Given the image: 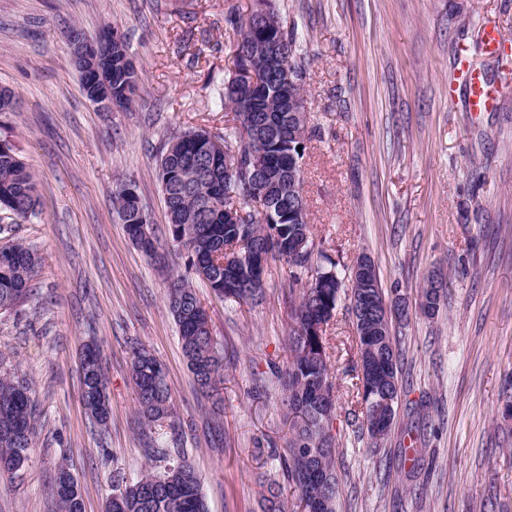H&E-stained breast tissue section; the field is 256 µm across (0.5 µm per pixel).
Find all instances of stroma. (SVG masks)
Instances as JSON below:
<instances>
[{
    "label": "stroma",
    "mask_w": 512,
    "mask_h": 512,
    "mask_svg": "<svg viewBox=\"0 0 512 512\" xmlns=\"http://www.w3.org/2000/svg\"><path fill=\"white\" fill-rule=\"evenodd\" d=\"M253 0H0V87L18 99L0 117L37 180L36 218L0 219V245L40 258L30 296L0 310V364L29 379L39 414L29 459L0 474V512H57L60 464L103 512L114 475L135 482L156 445L183 450L202 476L208 512H260V476L281 477L287 408L275 376L292 327L289 268L270 262L255 304L212 297L166 230L158 157L188 127L224 131L213 78L227 76L228 11ZM303 37L311 137L303 191L325 254L368 256L386 299L404 297L394 324L405 389L396 425L373 447L348 396L355 329L341 299L327 334L341 357L337 512H512V78L482 31L512 42V0H275ZM125 36L140 76L135 104L100 110L83 94L68 30ZM492 84L499 107L473 113L449 95L458 50ZM134 184L158 243L129 239L112 193ZM193 284L224 348V383L202 396L182 357L165 295ZM434 316L419 311L430 281ZM96 341L111 415L81 402L79 354ZM162 361L174 416L137 423L135 347Z\"/></svg>",
    "instance_id": "1"
}]
</instances>
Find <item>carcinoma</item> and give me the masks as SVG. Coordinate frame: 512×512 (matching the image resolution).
Wrapping results in <instances>:
<instances>
[{
    "instance_id": "1",
    "label": "carcinoma",
    "mask_w": 512,
    "mask_h": 512,
    "mask_svg": "<svg viewBox=\"0 0 512 512\" xmlns=\"http://www.w3.org/2000/svg\"><path fill=\"white\" fill-rule=\"evenodd\" d=\"M225 31L233 39V66L247 58L254 69L267 75L262 90L245 96L235 77L220 81L215 87L212 105L218 111L232 112L225 121L224 134L216 137L204 128H188L171 137L163 146L158 161L168 233L175 242L186 238L187 251L200 280L216 298L238 304L255 301L263 295L264 282L254 279L250 254L262 250L271 259H281L290 267L289 287L304 283L300 300L293 310L295 328L288 339V361L282 389L285 394L290 437L281 459L286 484L267 478L263 482L262 512H304L313 506L312 492L322 487L329 499V512H336L339 483L336 477L337 439L333 433L336 410L328 414L313 405L314 393L323 389L334 393L327 352L326 329L314 328L324 321L327 311L336 309L341 293H355L360 280L356 266H349L325 255L311 233L307 202L281 189L272 213L257 210L247 218L233 222L224 215V198L235 199L240 207L248 206L261 183L279 178L284 166L275 155L278 140L288 141V122L280 112L281 102L291 91L304 90L305 70L301 61L300 42L295 27H288L271 6V0H257L247 14L231 10L224 17ZM121 43H112V97L123 111L136 102L139 75L130 56L124 35ZM276 45L277 66H268V43ZM216 138L237 154L220 156L213 161L202 146ZM255 155L264 158V168L250 170L236 182L224 181V164L245 163ZM117 213L125 214V229L133 236L138 215L123 192L112 193ZM36 177L17 154L14 146L0 151V209L19 221L36 215ZM234 249L241 256L236 265L238 288L229 293L224 283V249ZM323 263H318V259ZM39 258L21 242L0 246V309H12L31 292V281ZM317 268L321 283L313 286L304 280L309 268ZM166 302L178 326L182 356L189 372L205 394L224 383L222 349L212 334L210 318L194 287L185 281L174 282ZM385 357L380 365L386 380L382 387L399 394L403 379L394 337L386 335ZM159 359L146 347L134 350L130 373L135 385L138 416L151 426L172 417L170 388L166 375L159 374ZM82 380L81 398L86 413L97 423L107 422L110 412L102 354L98 344L79 360ZM351 388L360 398L361 429L374 446L384 439L373 431L372 418L378 392L371 388L367 376L354 368ZM36 428V403L29 381L11 371L0 373V470L23 468L33 445ZM153 464L141 477L129 483L121 475L114 477V494L106 512H207L202 479L195 467L178 449L158 446L152 449ZM298 493L297 509H290L287 486ZM58 512H84V501L62 495L58 484L52 485Z\"/></svg>"
}]
</instances>
